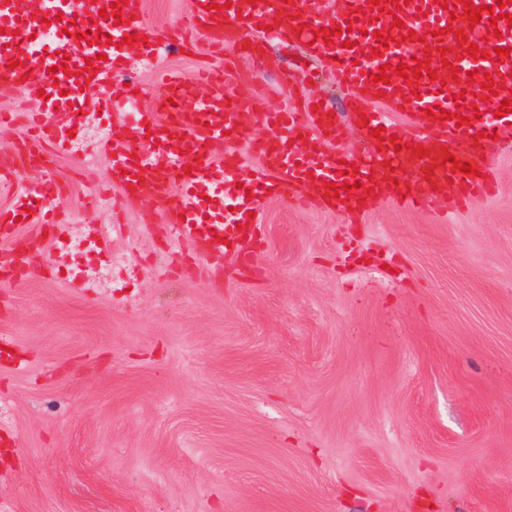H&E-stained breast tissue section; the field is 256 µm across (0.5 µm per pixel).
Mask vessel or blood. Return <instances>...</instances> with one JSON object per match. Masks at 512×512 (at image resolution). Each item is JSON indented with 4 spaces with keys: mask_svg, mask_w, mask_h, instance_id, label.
Returning a JSON list of instances; mask_svg holds the SVG:
<instances>
[{
    "mask_svg": "<svg viewBox=\"0 0 512 512\" xmlns=\"http://www.w3.org/2000/svg\"><path fill=\"white\" fill-rule=\"evenodd\" d=\"M46 10L34 11L31 0H0V85L22 91L24 97L42 104L31 113L36 140H20L16 153L22 163L42 170L43 175L25 184L17 205L0 210V248L18 251L23 225L38 228L56 225L55 243L64 233L58 228L59 209L67 187L47 170L54 158L69 154L76 142L66 115L80 109L81 91L100 92L98 107L110 120L108 135L100 142L99 154L112 159V182L125 199L150 195L169 201L165 228L174 240L196 243L200 251L180 265L182 275L218 282L224 272V253L255 241L259 211L265 188L291 196L297 205L314 210L330 203L361 213L365 203L387 198L407 207L426 203L435 186L454 182L459 208L490 197L496 179L485 159L502 146L504 131L512 129V112L498 116L503 95H488L485 80L501 82L512 73V2L505 18L492 20L488 9L496 0H472L480 7V21L469 24L457 0H398L384 4L382 12L371 9L370 0H193V6L178 24L146 30L144 0H127L121 20L103 18L99 11L111 0H45ZM272 26L281 41L307 43V51L329 70L337 85L355 94L350 122L367 135L371 151L361 176L346 175V166L329 157L324 141L343 139L348 122L326 107L305 100L302 111L285 107L262 113L267 134L250 142L249 153L229 147L231 139L243 140L247 133L240 114L254 108L255 100L232 90V75L224 60L246 57L255 73L266 63L256 48L245 49L226 40L225 29ZM51 28L54 49L44 52L21 49L15 34ZM339 29L331 42L315 37L317 29ZM208 30L207 51L198 77L206 88L199 96L188 95L181 77L164 74L151 104L127 87L124 51L117 45L124 36L146 35L142 53L155 59L160 47L188 46L194 33ZM391 35L388 49L371 57L378 47L377 34ZM478 45L480 59L464 56L459 35ZM509 49V57L492 60L496 48ZM430 57L433 77L391 76L375 81L383 65L411 64L413 58ZM400 107L411 127L396 132L390 107ZM436 108L451 117L437 121L427 117ZM495 113L493 123L483 113ZM466 116V123L455 120ZM381 137H373L375 129ZM151 135L153 141L173 142L177 154L151 157L136 153L132 139ZM466 152H458V145ZM425 155H417V147ZM477 168V175L455 171L444 162L445 154ZM253 175L240 179L245 168ZM340 184L333 193L332 184Z\"/></svg>",
    "mask_w": 512,
    "mask_h": 512,
    "instance_id": "obj_1",
    "label": "vessel or blood"
}]
</instances>
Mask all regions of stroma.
I'll return each instance as SVG.
<instances>
[{
	"label": "stroma",
	"mask_w": 512,
	"mask_h": 512,
	"mask_svg": "<svg viewBox=\"0 0 512 512\" xmlns=\"http://www.w3.org/2000/svg\"><path fill=\"white\" fill-rule=\"evenodd\" d=\"M261 42L270 66L238 95L282 108L291 71L347 110L302 45ZM126 59L144 98L157 66L201 92L199 56ZM94 142L49 171L78 229L116 218L83 204L113 189L109 160L83 166ZM491 165L495 194L462 212L381 200L353 224L266 199L219 288L153 276L175 248L150 196L117 217L116 288L73 293L103 265L79 254L0 287V512H512V144ZM352 238L370 251L356 265Z\"/></svg>",
	"instance_id": "obj_1"
}]
</instances>
